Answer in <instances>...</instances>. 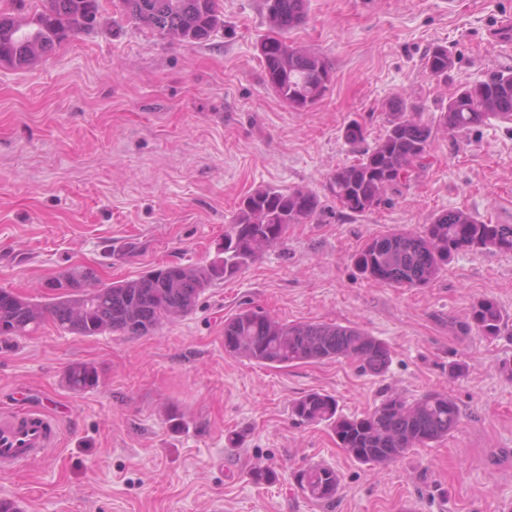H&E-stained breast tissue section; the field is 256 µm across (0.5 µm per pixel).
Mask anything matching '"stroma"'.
I'll use <instances>...</instances> for the list:
<instances>
[{"mask_svg":"<svg viewBox=\"0 0 512 512\" xmlns=\"http://www.w3.org/2000/svg\"><path fill=\"white\" fill-rule=\"evenodd\" d=\"M102 4L100 25L33 68L0 65V288L35 299L72 266L109 283L207 261L260 186L311 190L326 210L149 335L80 337L48 324L0 342V407L21 398L61 426L48 457L0 473V500L19 512H512V378L502 371L512 339L447 326L479 298L512 322V254L459 252L423 288L370 281L353 262L369 239L422 230L439 211L512 224V123L455 137L437 129L427 167L374 212L345 215L325 190L359 156L344 138L351 121L375 140L390 97L412 94L431 120L457 87L512 66V0H309L285 39L327 57L333 77L303 111L265 81L264 0H220L223 28L196 45L138 25L118 0ZM435 44L455 56L444 82L424 67ZM245 307L358 327L389 346L391 363L372 375L347 360L273 369L230 357L224 321ZM455 359L470 365L464 378L448 375ZM76 362L99 368L97 388L65 387ZM311 389L347 416L387 394L440 391L462 419L370 468L327 427L294 423L289 405ZM313 463L340 474L334 501L300 489ZM257 465L269 480L252 479Z\"/></svg>","mask_w":512,"mask_h":512,"instance_id":"1","label":"stroma"}]
</instances>
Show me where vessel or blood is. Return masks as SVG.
<instances>
[{
	"label": "vessel or blood",
	"instance_id": "obj_1",
	"mask_svg": "<svg viewBox=\"0 0 512 512\" xmlns=\"http://www.w3.org/2000/svg\"><path fill=\"white\" fill-rule=\"evenodd\" d=\"M60 439L56 417L23 403L0 411V471L19 469L35 456L49 455Z\"/></svg>",
	"mask_w": 512,
	"mask_h": 512
}]
</instances>
